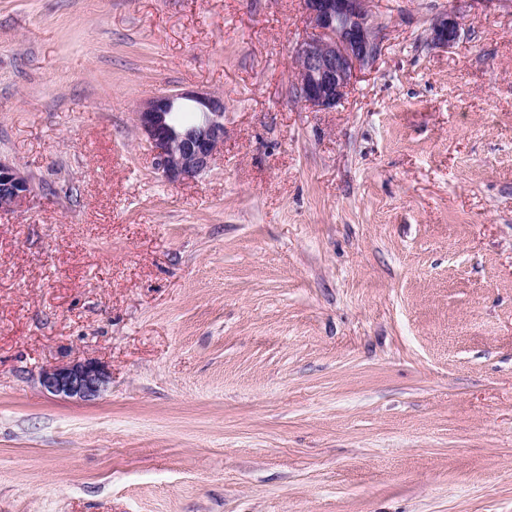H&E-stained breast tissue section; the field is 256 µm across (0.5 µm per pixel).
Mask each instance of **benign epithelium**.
<instances>
[{
    "instance_id": "7a95c632",
    "label": "benign epithelium",
    "mask_w": 512,
    "mask_h": 512,
    "mask_svg": "<svg viewBox=\"0 0 512 512\" xmlns=\"http://www.w3.org/2000/svg\"><path fill=\"white\" fill-rule=\"evenodd\" d=\"M311 33L295 49L299 99L320 110L345 96L356 72L381 54V30L372 0H303ZM462 13L452 7L437 18L427 41L452 47L461 36ZM135 124L155 166L170 180L206 172L224 147V98L209 91L162 94L140 105ZM35 191L32 179L0 159V209L16 207ZM110 382L106 368L87 360L41 370L42 390L61 399L91 401Z\"/></svg>"
}]
</instances>
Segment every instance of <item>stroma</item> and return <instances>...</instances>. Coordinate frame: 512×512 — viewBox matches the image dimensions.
<instances>
[{
  "instance_id": "1",
  "label": "stroma",
  "mask_w": 512,
  "mask_h": 512,
  "mask_svg": "<svg viewBox=\"0 0 512 512\" xmlns=\"http://www.w3.org/2000/svg\"><path fill=\"white\" fill-rule=\"evenodd\" d=\"M450 5L314 110L302 0H0V512H512V8ZM196 89L173 182L134 112ZM462 13L453 6L437 18L430 28L427 40L433 46L452 47L461 36ZM181 100L198 114L184 124ZM135 124L153 155L155 166L172 181L206 172L224 147V98L209 91L162 94L140 105ZM35 191L32 179L17 166L0 158V209L19 206ZM109 382L106 368L92 360L46 367L39 375L44 392L69 400H94L106 391Z\"/></svg>"
}]
</instances>
